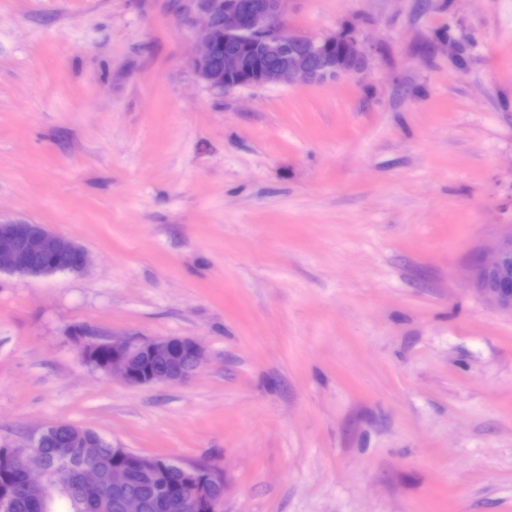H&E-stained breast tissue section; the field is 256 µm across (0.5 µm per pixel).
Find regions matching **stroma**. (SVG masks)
I'll use <instances>...</instances> for the list:
<instances>
[{"label":"stroma","instance_id":"stroma-1","mask_svg":"<svg viewBox=\"0 0 512 512\" xmlns=\"http://www.w3.org/2000/svg\"><path fill=\"white\" fill-rule=\"evenodd\" d=\"M175 0H0V218L87 271L0 272V446L56 422L224 471L222 512H512V0H290L358 75L237 89ZM187 336L132 387L72 331ZM474 281L490 305L512 314V225L498 239L489 259L474 271Z\"/></svg>","mask_w":512,"mask_h":512}]
</instances>
